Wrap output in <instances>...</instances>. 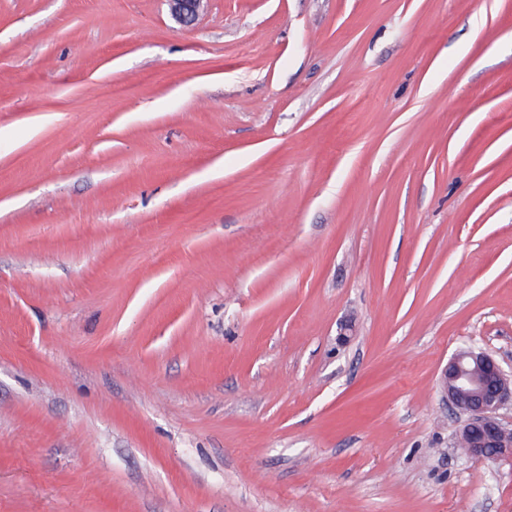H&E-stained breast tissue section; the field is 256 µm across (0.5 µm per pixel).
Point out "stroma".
<instances>
[{
	"instance_id": "stroma-1",
	"label": "stroma",
	"mask_w": 512,
	"mask_h": 512,
	"mask_svg": "<svg viewBox=\"0 0 512 512\" xmlns=\"http://www.w3.org/2000/svg\"><path fill=\"white\" fill-rule=\"evenodd\" d=\"M467 347L512 0H0V512H512ZM172 16L182 25L191 26L203 0H168ZM512 371L491 354L474 348L457 351L440 376V387L451 406L465 416L458 433L467 442L466 455L485 461L511 460L512 431L499 416L512 403Z\"/></svg>"
}]
</instances>
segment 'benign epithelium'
<instances>
[{
  "instance_id": "obj_1",
  "label": "benign epithelium",
  "mask_w": 512,
  "mask_h": 512,
  "mask_svg": "<svg viewBox=\"0 0 512 512\" xmlns=\"http://www.w3.org/2000/svg\"><path fill=\"white\" fill-rule=\"evenodd\" d=\"M172 16L190 26L203 0H168ZM440 387L451 406L465 416L458 439L467 442L466 455L485 461L512 458V431L499 416L512 402V374L491 354L474 348L457 351L440 376Z\"/></svg>"
}]
</instances>
